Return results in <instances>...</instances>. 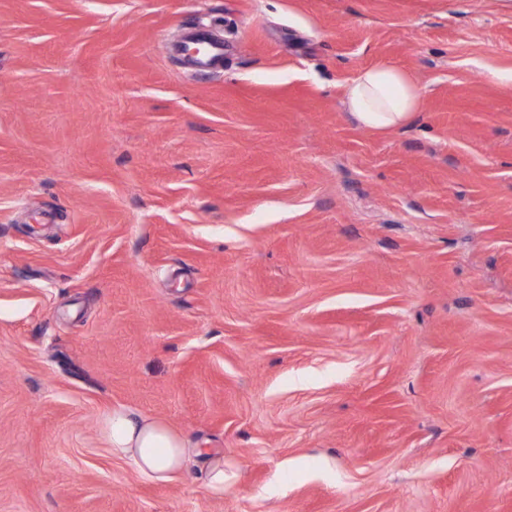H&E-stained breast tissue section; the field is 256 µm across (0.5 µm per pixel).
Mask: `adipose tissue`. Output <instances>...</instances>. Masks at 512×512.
I'll return each instance as SVG.
<instances>
[{
	"instance_id": "obj_1",
	"label": "adipose tissue",
	"mask_w": 512,
	"mask_h": 512,
	"mask_svg": "<svg viewBox=\"0 0 512 512\" xmlns=\"http://www.w3.org/2000/svg\"><path fill=\"white\" fill-rule=\"evenodd\" d=\"M349 114L362 127L389 129L407 124L421 104L419 86L408 72L381 62L358 71L345 86ZM100 431L113 457L129 462L143 477L167 483L189 461L184 438L163 420L132 409H112Z\"/></svg>"
}]
</instances>
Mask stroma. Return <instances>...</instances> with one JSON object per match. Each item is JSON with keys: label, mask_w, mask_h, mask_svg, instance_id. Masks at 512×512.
Returning a JSON list of instances; mask_svg holds the SVG:
<instances>
[{"label": "stroma", "mask_w": 512, "mask_h": 512, "mask_svg": "<svg viewBox=\"0 0 512 512\" xmlns=\"http://www.w3.org/2000/svg\"><path fill=\"white\" fill-rule=\"evenodd\" d=\"M0 512H512V0H0ZM183 41L195 50L194 68L200 73H209L224 63V42L213 41L203 30L193 29L186 32ZM345 104L362 127L396 128L407 124L418 112L421 92L408 72L381 62L361 69L348 81ZM112 457L129 462L143 477L168 483L189 461L184 438L163 420L132 409H112L100 423ZM203 480L206 487L214 492L224 490V457L217 456L208 460L203 471Z\"/></svg>", "instance_id": "obj_1"}]
</instances>
